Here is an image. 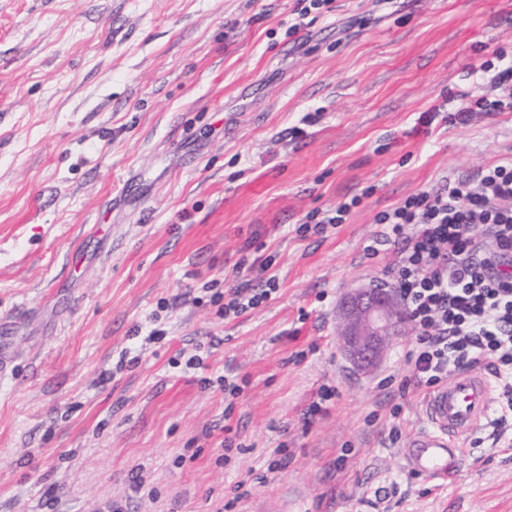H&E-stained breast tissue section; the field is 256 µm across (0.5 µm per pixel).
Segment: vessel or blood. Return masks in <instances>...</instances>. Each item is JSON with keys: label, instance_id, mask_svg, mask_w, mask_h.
<instances>
[{"label": "vessel or blood", "instance_id": "1", "mask_svg": "<svg viewBox=\"0 0 512 512\" xmlns=\"http://www.w3.org/2000/svg\"><path fill=\"white\" fill-rule=\"evenodd\" d=\"M492 404L490 381L480 368L451 375L426 397L427 427L400 450L406 470L440 485L454 478L463 461V441L488 418Z\"/></svg>", "mask_w": 512, "mask_h": 512}]
</instances>
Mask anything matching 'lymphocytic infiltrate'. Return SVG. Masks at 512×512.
Wrapping results in <instances>:
<instances>
[{
	"mask_svg": "<svg viewBox=\"0 0 512 512\" xmlns=\"http://www.w3.org/2000/svg\"><path fill=\"white\" fill-rule=\"evenodd\" d=\"M471 71L498 93L463 100L449 121L512 112V58L498 51ZM377 221L399 245L386 270L417 329L404 354L405 387L423 393L485 366L499 406L495 434L503 436L512 424V158L409 195Z\"/></svg>",
	"mask_w": 512,
	"mask_h": 512,
	"instance_id": "obj_1",
	"label": "lymphocytic infiltrate"
}]
</instances>
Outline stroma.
Wrapping results in <instances>:
<instances>
[{"instance_id": "35a3bbf8", "label": "stroma", "mask_w": 512, "mask_h": 512, "mask_svg": "<svg viewBox=\"0 0 512 512\" xmlns=\"http://www.w3.org/2000/svg\"><path fill=\"white\" fill-rule=\"evenodd\" d=\"M297 7L0 0V512H512L490 426L440 487L390 443L395 407L404 436L426 424L400 390L414 330L367 374L337 341L341 296L394 258L376 215L512 157V112L444 119L491 95L470 67L512 56V0H331L301 44ZM354 197L345 224L297 235ZM271 277L260 308L219 315L214 291ZM220 375L233 403L199 383ZM323 385L333 405L305 424ZM227 436L245 448L225 464Z\"/></svg>"}]
</instances>
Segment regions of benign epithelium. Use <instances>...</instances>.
Returning <instances> with one entry per match:
<instances>
[{"instance_id":"obj_1","label":"benign epithelium","mask_w":512,"mask_h":512,"mask_svg":"<svg viewBox=\"0 0 512 512\" xmlns=\"http://www.w3.org/2000/svg\"><path fill=\"white\" fill-rule=\"evenodd\" d=\"M338 312L340 349L360 371H369L378 364L404 325L400 298L381 284L350 290L341 298Z\"/></svg>"}]
</instances>
